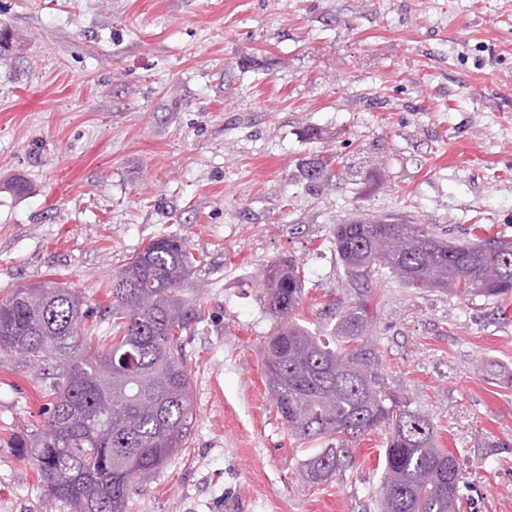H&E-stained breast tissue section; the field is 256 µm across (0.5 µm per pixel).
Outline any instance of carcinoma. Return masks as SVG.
Here are the masks:
<instances>
[{"label":"carcinoma","instance_id":"obj_1","mask_svg":"<svg viewBox=\"0 0 512 512\" xmlns=\"http://www.w3.org/2000/svg\"><path fill=\"white\" fill-rule=\"evenodd\" d=\"M309 183L335 176L313 159ZM335 245L348 276L388 287L383 272L408 288L512 304V239L457 243L425 224L394 218L336 225ZM202 259L161 235L112 277L109 335L88 323L81 297L53 280L0 300V351L33 367L51 362V408L43 429L18 445L37 468L45 493L72 512H128L132 485L156 474L186 447L195 416L183 343L201 322L183 285ZM305 278L292 258L265 266L261 283L274 323L261 375L291 436L323 441L305 463L321 484L354 467L349 445L387 430L377 490L381 512H456L462 473L450 449L436 445L431 419L385 382L382 355L367 331L374 312L364 293L327 294L338 316L328 332L298 322Z\"/></svg>","mask_w":512,"mask_h":512}]
</instances>
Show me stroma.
Returning <instances> with one entry per match:
<instances>
[{
    "instance_id": "obj_1",
    "label": "stroma",
    "mask_w": 512,
    "mask_h": 512,
    "mask_svg": "<svg viewBox=\"0 0 512 512\" xmlns=\"http://www.w3.org/2000/svg\"><path fill=\"white\" fill-rule=\"evenodd\" d=\"M1 25L0 299L50 279L103 321L113 274L157 235L203 259L183 343L196 418L131 512H377L385 433L313 484L315 443L269 406L261 274L300 264L317 331L350 290L343 221L512 238V0H0ZM323 155L345 180L300 177ZM373 302L386 381L458 457V512H512V307L395 281ZM47 385L0 353V512H70L15 448Z\"/></svg>"
}]
</instances>
